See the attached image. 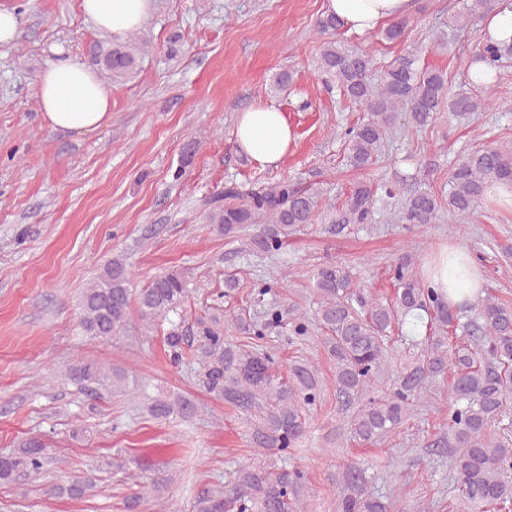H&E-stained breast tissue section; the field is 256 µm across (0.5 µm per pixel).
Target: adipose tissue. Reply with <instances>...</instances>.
Segmentation results:
<instances>
[{"mask_svg":"<svg viewBox=\"0 0 512 512\" xmlns=\"http://www.w3.org/2000/svg\"><path fill=\"white\" fill-rule=\"evenodd\" d=\"M155 0H81L84 16L98 30L124 34L141 27L154 10ZM414 0H325L327 14L359 34L392 18L409 14ZM38 105L43 120L55 130L88 133L112 116V90L96 72L56 50L39 84ZM239 150L261 165L277 164L292 144L293 131L279 109L256 104L240 113L236 125ZM427 277L449 304L474 299L481 281L468 250L442 249L429 264Z\"/></svg>","mask_w":512,"mask_h":512,"instance_id":"ef3b65f1","label":"adipose tissue"}]
</instances>
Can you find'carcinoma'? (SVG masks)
<instances>
[{
	"label": "carcinoma",
	"mask_w": 512,
	"mask_h": 512,
	"mask_svg": "<svg viewBox=\"0 0 512 512\" xmlns=\"http://www.w3.org/2000/svg\"><path fill=\"white\" fill-rule=\"evenodd\" d=\"M499 0H466L459 24L473 15L487 16ZM144 47L95 44L91 53L101 71L114 82L134 77ZM501 45L485 41L463 61L472 84L483 97H451L448 75L419 65L407 51L386 66L380 80L369 79L374 58L336 40L321 53V71L334 79L351 104L368 112L367 118L345 132L350 167L374 165L398 116L417 127L430 124L443 104L459 116L475 117L493 108L500 78ZM512 183V147L490 144L463 156L448 176V211L461 223L469 221L488 186ZM322 196L283 179L247 194L229 182L224 201H210L209 223L233 238L246 227L259 230L249 238L251 248L270 255L281 252L288 231L313 224L320 217ZM377 202L376 189L357 181L341 206L330 212L328 232L341 233L351 224H369ZM439 198L427 191L411 196L398 221L423 227L436 219ZM411 262L402 256L392 268L395 283L390 298L366 294L351 272L336 262L312 272L317 307L308 313L292 305L267 302L274 284L263 282L252 296L263 304L253 316L244 308L221 305L193 322L171 319L179 314L192 288L187 272L172 269L156 275L137 294L138 319L145 335L165 327L164 346L170 361L179 364L192 355L197 386L233 407L249 423V443L261 459L240 466L233 479L198 497L195 512H310L303 471L288 466V456L306 432V414L321 400L323 380L318 362L298 358L286 375L274 373L271 335L288 330V340L303 342L319 328V344L334 369L338 414L347 430L362 444L389 437L411 415L416 403L448 389L451 405L448 427L431 447L448 454L456 475L459 507L466 512H490L512 504V439L496 433L512 407V307L491 295L462 311L428 284L409 274ZM132 290L125 259L114 258L83 290L78 327L87 336L108 341L126 330ZM411 322L416 351L390 372L389 332L398 323ZM70 380L88 391L129 392L127 374L119 369L79 361L67 369ZM149 411L157 419L195 418V400L161 392ZM47 443L42 434L20 439L0 455V483L11 484L23 475H38L46 464ZM337 512H391L388 498L368 490L366 470L357 464L343 467L339 477ZM93 489L90 480H72L53 487L61 496L81 498Z\"/></svg>",
	"instance_id": "carcinoma-1"
}]
</instances>
